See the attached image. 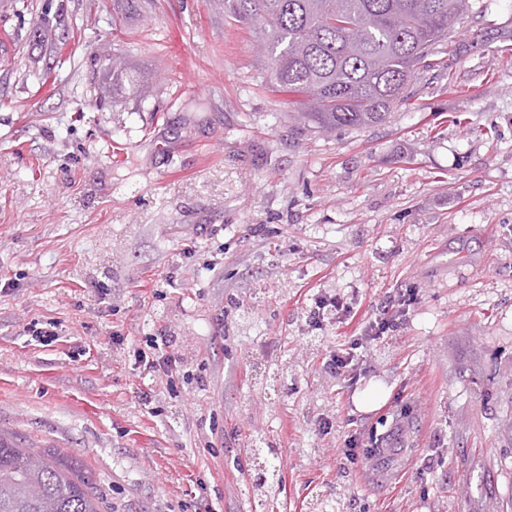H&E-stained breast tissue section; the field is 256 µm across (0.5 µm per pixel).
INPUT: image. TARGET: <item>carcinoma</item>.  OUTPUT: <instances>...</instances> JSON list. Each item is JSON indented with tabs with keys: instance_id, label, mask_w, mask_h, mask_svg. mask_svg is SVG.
I'll use <instances>...</instances> for the list:
<instances>
[{
	"instance_id": "obj_1",
	"label": "carcinoma",
	"mask_w": 512,
	"mask_h": 512,
	"mask_svg": "<svg viewBox=\"0 0 512 512\" xmlns=\"http://www.w3.org/2000/svg\"><path fill=\"white\" fill-rule=\"evenodd\" d=\"M473 0H224L248 25L298 117L318 131L367 128L407 105L428 58L453 52ZM0 512H100L93 483L60 454L0 436Z\"/></svg>"
}]
</instances>
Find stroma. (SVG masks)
Instances as JSON below:
<instances>
[{
	"instance_id": "stroma-1",
	"label": "stroma",
	"mask_w": 512,
	"mask_h": 512,
	"mask_svg": "<svg viewBox=\"0 0 512 512\" xmlns=\"http://www.w3.org/2000/svg\"><path fill=\"white\" fill-rule=\"evenodd\" d=\"M0 40V432L102 512H512V0L332 133L224 0H0ZM150 336L183 340L176 391L134 364ZM357 341L350 387L322 360ZM410 298L406 299L405 295L399 299H388L382 306V313L370 323L371 340L380 338L388 331H393V328L405 318L409 313Z\"/></svg>"
}]
</instances>
